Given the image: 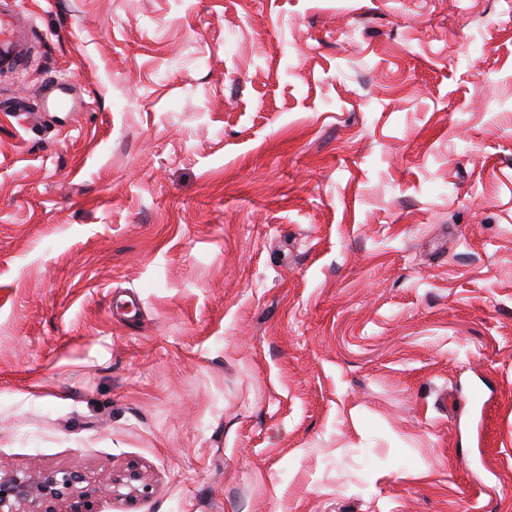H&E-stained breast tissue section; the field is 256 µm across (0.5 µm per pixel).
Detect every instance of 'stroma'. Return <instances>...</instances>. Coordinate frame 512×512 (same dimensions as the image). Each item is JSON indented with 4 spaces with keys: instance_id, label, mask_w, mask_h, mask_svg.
Instances as JSON below:
<instances>
[{
    "instance_id": "stroma-1",
    "label": "stroma",
    "mask_w": 512,
    "mask_h": 512,
    "mask_svg": "<svg viewBox=\"0 0 512 512\" xmlns=\"http://www.w3.org/2000/svg\"><path fill=\"white\" fill-rule=\"evenodd\" d=\"M0 471L93 512H512L497 0H0ZM121 109H114V102ZM27 31L24 18L0 11V68L17 69L24 61L22 45ZM72 96L66 82H53L47 94V105L56 111L74 112L77 106H72ZM142 478L135 464L119 474L112 472L96 477L70 469L15 472L0 476V512H61L57 509L61 503L84 498L89 491L86 487L92 484L108 487L112 496L145 495L150 486Z\"/></svg>"
}]
</instances>
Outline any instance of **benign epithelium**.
<instances>
[{"label":"benign epithelium","mask_w":512,"mask_h":512,"mask_svg":"<svg viewBox=\"0 0 512 512\" xmlns=\"http://www.w3.org/2000/svg\"><path fill=\"white\" fill-rule=\"evenodd\" d=\"M92 484L108 487L117 497L145 495L150 489L134 464L119 474L95 477L70 469L15 472L0 476V512H59L60 504L87 496V487Z\"/></svg>","instance_id":"1"}]
</instances>
